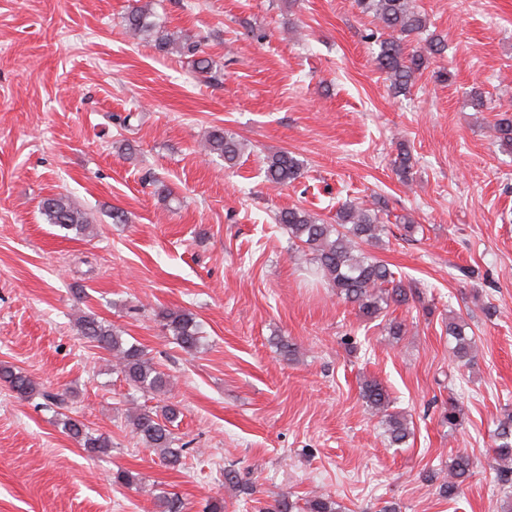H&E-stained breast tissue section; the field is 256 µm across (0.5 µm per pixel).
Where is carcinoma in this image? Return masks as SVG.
Masks as SVG:
<instances>
[{"label":"carcinoma","instance_id":"carcinoma-1","mask_svg":"<svg viewBox=\"0 0 512 512\" xmlns=\"http://www.w3.org/2000/svg\"><path fill=\"white\" fill-rule=\"evenodd\" d=\"M355 5L366 14L375 17L388 31L382 39L378 32L365 35L367 40H377L380 52L377 57L379 69L386 73L390 86L400 93L409 88L415 75L425 67L431 57L446 51V44L439 37L424 38V47L419 51H406V42L413 36L427 31V19L417 11L413 0H355ZM155 14L149 5L133 4L124 17V26L136 39L153 38L154 46L161 51L176 49L181 54L195 56L198 46L171 33L154 20ZM493 130L500 146L512 148V116L498 119ZM206 150L210 155L224 158L227 163L235 161L241 151V143L234 133L216 129L206 138ZM399 178L407 182L412 170L409 153L405 150L394 161ZM303 163L288 151H281L267 158L265 181L286 186L299 178ZM41 209L46 220L63 230L82 233L88 229L87 214L75 206L65 194H55L42 200ZM277 223L288 230L289 243L295 251L308 258L310 270L336 295L357 306L358 312L367 318L379 316L390 305H405L416 296V291L395 278L394 272L382 261L361 250L360 245H376L387 232V225L380 222L378 210L360 203H344L336 212V223L325 224L299 207L282 210ZM163 328L185 351L200 348L202 336L192 313L185 310L163 308L156 313ZM80 334L96 347L111 353L113 367L118 369L126 381L142 392L164 393L169 380L160 372L144 348L123 339L122 331L100 319L94 313H86L77 319ZM448 336L452 337L453 355L460 361H471L472 338L465 332V325L452 319L448 321ZM0 382L21 397L35 395L43 399L47 409L67 407L63 393L37 389L25 374L11 366L0 365ZM363 402L370 415L379 419L389 445L399 446L409 437L407 419L392 410V401L386 387L377 379L364 381L361 391ZM462 408L458 401L448 400L441 412V422L453 429L459 425ZM180 414L176 405L164 406L161 414L143 410L130 419L133 432L149 448L160 451L166 465H182L190 449L175 446L170 430ZM65 432L75 439L87 452L90 459L100 458L111 451L109 436L91 430L78 419L67 415L61 419ZM493 467L502 482L512 484V417L501 422L494 435ZM473 461L465 453L450 458L438 482L439 495L454 500L462 486L471 476ZM302 512H342L341 505L331 495L318 493L305 500Z\"/></svg>","mask_w":512,"mask_h":512}]
</instances>
